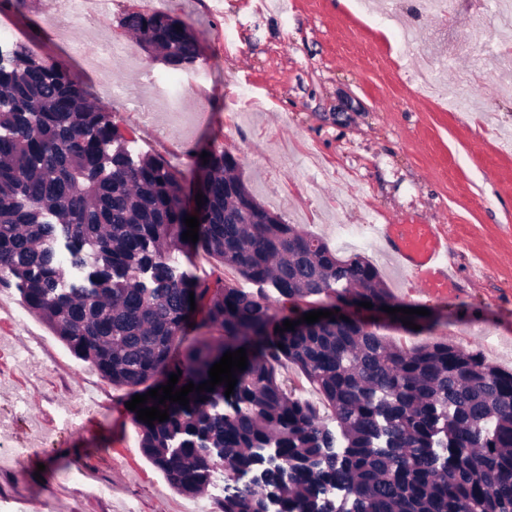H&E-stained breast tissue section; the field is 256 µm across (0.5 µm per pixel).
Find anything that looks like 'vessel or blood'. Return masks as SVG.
Masks as SVG:
<instances>
[{
    "instance_id": "vessel-or-blood-1",
    "label": "vessel or blood",
    "mask_w": 512,
    "mask_h": 512,
    "mask_svg": "<svg viewBox=\"0 0 512 512\" xmlns=\"http://www.w3.org/2000/svg\"><path fill=\"white\" fill-rule=\"evenodd\" d=\"M376 239L404 272L406 299L445 298L461 286L453 271L448 233L440 224H377Z\"/></svg>"
}]
</instances>
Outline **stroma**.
Returning a JSON list of instances; mask_svg holds the SVG:
<instances>
[{
    "mask_svg": "<svg viewBox=\"0 0 512 512\" xmlns=\"http://www.w3.org/2000/svg\"><path fill=\"white\" fill-rule=\"evenodd\" d=\"M288 13L260 0H172L191 24L201 55L195 91L178 112L151 116L99 97L139 153L163 156L189 173L215 146L234 155L256 198L346 256L378 268L392 297L398 273L378 249L372 223L444 225L463 280L458 294L421 298L445 315L434 334L385 330L413 347L438 337L512 371V44L488 23L475 43L472 20L488 0H454L446 15L415 19L414 50L440 61V86L464 85L471 107L441 110L436 97L408 82L414 50L356 12L353 0H292ZM6 27L19 44L70 72H83L71 35L55 21L69 0H5ZM141 66L118 59L113 81L143 98L149 77L170 66L139 50ZM208 101L197 131L169 130L179 115ZM125 389L77 358L15 286H0V448L21 452L0 463V512H32L51 498L54 512H220L213 491L185 495L146 458ZM82 481H74L76 471ZM70 479L50 484L53 473Z\"/></svg>",
    "mask_w": 512,
    "mask_h": 512,
    "instance_id": "obj_1",
    "label": "stroma"
}]
</instances>
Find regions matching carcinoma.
<instances>
[{
  "instance_id": "obj_1",
  "label": "carcinoma",
  "mask_w": 512,
  "mask_h": 512,
  "mask_svg": "<svg viewBox=\"0 0 512 512\" xmlns=\"http://www.w3.org/2000/svg\"><path fill=\"white\" fill-rule=\"evenodd\" d=\"M121 24L175 70L200 57L178 16L133 11ZM4 55L0 284L131 396L179 370L175 388L199 385L224 353L246 349L233 394L223 383L189 393L186 407L150 399L169 419L135 420L172 487L200 493L222 464L221 512H265L271 496L281 512H512V371L446 340L407 349L372 324L272 312L307 298L319 310L396 304L369 259L339 256L259 202L226 151L196 159L203 205L187 212L181 173L131 151L87 85L27 47ZM188 214L199 218L195 243L182 239ZM199 249L257 289L180 270L174 253ZM68 267L81 277L66 280ZM287 319L295 329L275 331ZM191 324L222 339L190 337ZM285 363L323 396L336 428L286 392Z\"/></svg>"
}]
</instances>
